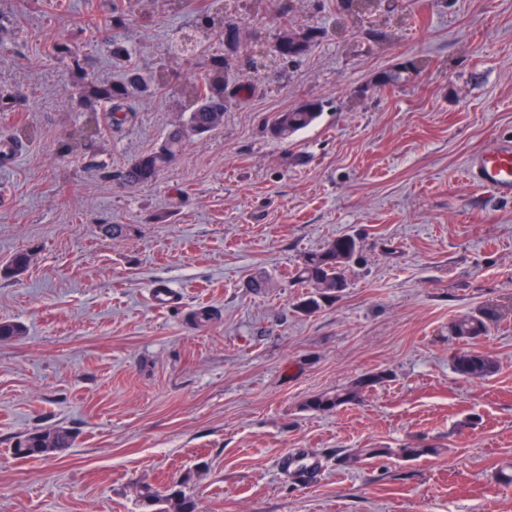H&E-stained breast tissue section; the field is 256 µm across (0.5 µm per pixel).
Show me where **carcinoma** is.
Wrapping results in <instances>:
<instances>
[{
  "label": "carcinoma",
  "mask_w": 512,
  "mask_h": 512,
  "mask_svg": "<svg viewBox=\"0 0 512 512\" xmlns=\"http://www.w3.org/2000/svg\"><path fill=\"white\" fill-rule=\"evenodd\" d=\"M322 37L319 29H310L298 35V39H288V31L281 32L274 45L275 55L288 62L303 57ZM79 100H92L95 108L88 112V121L97 122V112H118L123 110L136 93L140 91V80L130 74L125 83L119 86L98 85L82 76L75 85ZM182 93L192 102V111L187 118V128L176 127L151 152L139 156L125 170L123 180L129 185L152 182L168 167L176 162L182 153L188 132L202 136L214 132L224 124V63L217 61L211 65L204 77L188 82ZM322 104L306 101L285 112L273 114L265 122V130L271 138L286 141L293 135L313 126L321 116ZM361 259L358 241L353 236H341L328 241L317 251L306 254L296 271V278L308 284L312 291L306 293L298 303V309L311 315L327 303L336 300L338 294L348 286V273ZM30 263L27 253L19 252L0 266V274H12L25 269ZM512 312V301L502 304L487 303L467 316L451 323L449 332L466 344L450 358L453 371L461 378L481 380L497 370V361L487 351L473 347L475 342L488 336L500 320L503 312ZM382 379L375 374L359 384L339 387L333 391L318 394L306 402V408L313 411H332L354 402L363 389L373 386ZM76 435L68 428L55 427L35 431L19 442L23 451L21 458H39L58 455L75 443ZM434 448H367L365 455L380 457L395 453L399 456L417 459ZM143 504L153 508V512H195L194 500L182 490H172L162 495L150 486L140 492Z\"/></svg>",
  "instance_id": "cac0c4a2"
}]
</instances>
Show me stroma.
<instances>
[{"instance_id": "35a3bbf8", "label": "stroma", "mask_w": 512, "mask_h": 512, "mask_svg": "<svg viewBox=\"0 0 512 512\" xmlns=\"http://www.w3.org/2000/svg\"><path fill=\"white\" fill-rule=\"evenodd\" d=\"M205 10L236 38L171 54ZM311 28L325 36L306 55L276 57L280 32ZM216 56L222 128L125 184L186 121L180 88ZM407 61L406 83L380 85ZM131 68L147 82L132 116L99 113L81 135L80 72L111 85ZM0 97V136L29 131L0 167V264L31 258L0 277V321L24 329L0 340V512H151L147 484L197 512H512L497 480L512 465V315L479 342L498 361L485 380L453 372L448 330L512 299V197L464 175L469 155L512 139V0H389L359 16L295 0L284 20L253 0H0ZM307 100L323 105L314 126L266 134ZM343 235L361 250L348 288L302 314L296 268ZM158 285L178 299L154 307ZM377 373L356 402L305 407ZM54 426L76 436L65 456L15 455ZM408 446L432 452L398 456ZM362 448L387 454L352 461ZM305 455L319 467L302 482L282 460ZM187 136V131L182 127L171 130L153 151L139 156L128 166L123 174V180L129 185L156 180L179 158Z\"/></svg>"}]
</instances>
